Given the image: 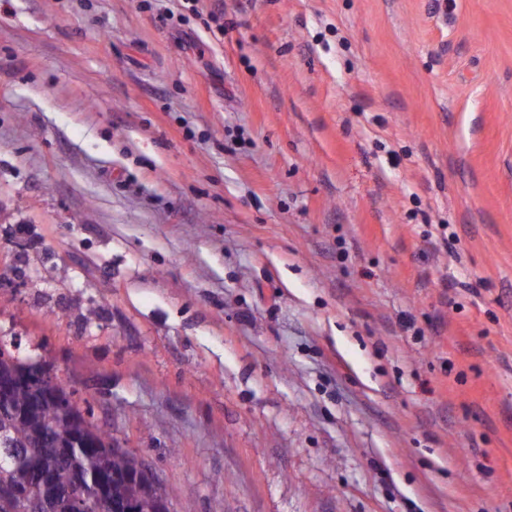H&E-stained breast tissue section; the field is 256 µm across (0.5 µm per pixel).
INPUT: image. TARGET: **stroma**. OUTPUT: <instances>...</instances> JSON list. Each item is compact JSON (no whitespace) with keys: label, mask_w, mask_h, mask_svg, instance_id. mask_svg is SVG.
Instances as JSON below:
<instances>
[{"label":"stroma","mask_w":512,"mask_h":512,"mask_svg":"<svg viewBox=\"0 0 512 512\" xmlns=\"http://www.w3.org/2000/svg\"><path fill=\"white\" fill-rule=\"evenodd\" d=\"M0 340L174 512H512V0H0Z\"/></svg>","instance_id":"35a3bbf8"}]
</instances>
